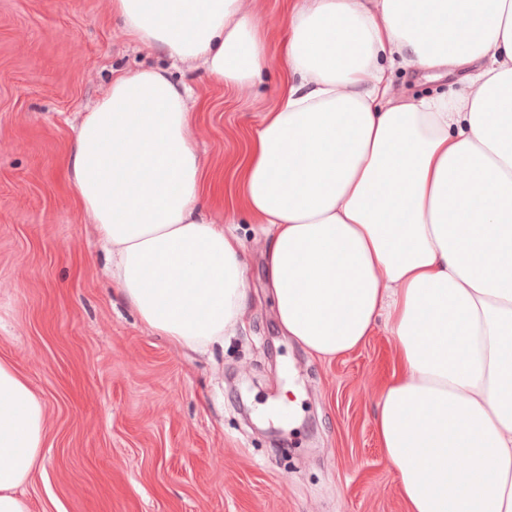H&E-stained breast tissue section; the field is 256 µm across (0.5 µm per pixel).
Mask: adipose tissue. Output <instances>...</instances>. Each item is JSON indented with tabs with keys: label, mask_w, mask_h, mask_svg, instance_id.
<instances>
[{
	"label": "adipose tissue",
	"mask_w": 512,
	"mask_h": 512,
	"mask_svg": "<svg viewBox=\"0 0 512 512\" xmlns=\"http://www.w3.org/2000/svg\"><path fill=\"white\" fill-rule=\"evenodd\" d=\"M245 2L112 0L169 60L116 71L66 157L114 282L156 334L223 342L249 297L232 229L247 216L283 335L326 359L392 336L375 426L407 512H512V0H291L286 88L246 135L219 224L173 73L252 84L266 46ZM397 66L451 90L402 95ZM45 432L42 398L1 359L0 512H30Z\"/></svg>",
	"instance_id": "ef3b65f1"
}]
</instances>
